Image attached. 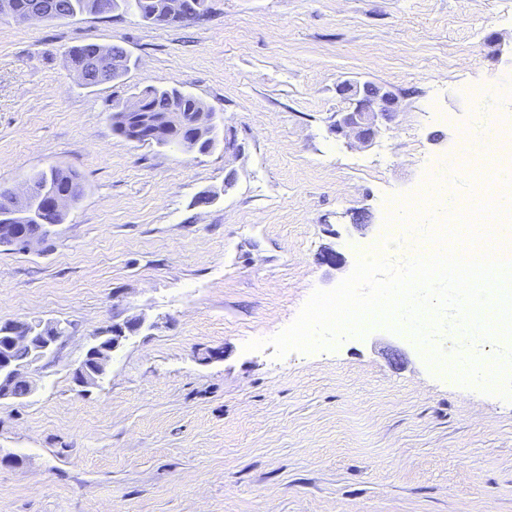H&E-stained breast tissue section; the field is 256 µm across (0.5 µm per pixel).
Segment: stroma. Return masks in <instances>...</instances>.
<instances>
[{
	"instance_id": "35a3bbf8",
	"label": "stroma",
	"mask_w": 512,
	"mask_h": 512,
	"mask_svg": "<svg viewBox=\"0 0 512 512\" xmlns=\"http://www.w3.org/2000/svg\"><path fill=\"white\" fill-rule=\"evenodd\" d=\"M212 6L166 26L0 19V187L54 165L85 185L43 250L0 251V323L68 328L35 390L0 401V512H512V398L429 368L401 329L270 343L454 155L475 121L464 87L512 74V0ZM83 43L121 45L128 73L82 85L66 57ZM344 79L401 97L369 147L329 131ZM153 87L216 112L219 145L115 134L113 106ZM139 314L154 329L80 393L92 336Z\"/></svg>"
}]
</instances>
